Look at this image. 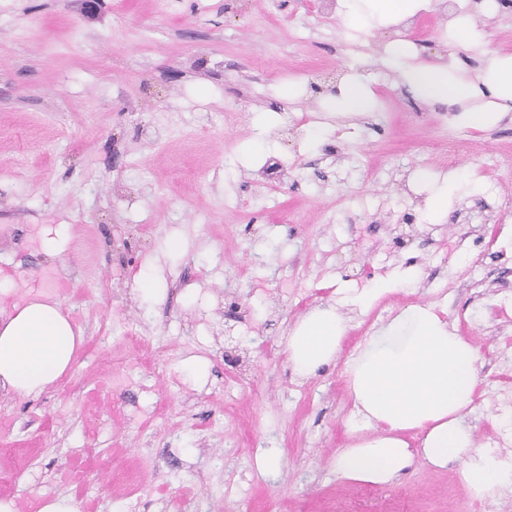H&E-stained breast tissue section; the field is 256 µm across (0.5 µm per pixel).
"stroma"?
<instances>
[{
	"mask_svg": "<svg viewBox=\"0 0 512 512\" xmlns=\"http://www.w3.org/2000/svg\"><path fill=\"white\" fill-rule=\"evenodd\" d=\"M471 21L483 41L456 48L447 10L422 13L418 61L452 54L475 73L512 51V7ZM388 38L349 35L323 0H0V275L58 299L84 336L55 386L0 396V500L171 512L194 487L197 512H512L511 490L467 497L457 464L390 486L336 467L352 441L347 362L415 305L476 349L475 445L512 453V358L506 379L487 369L512 338L488 314L512 282L493 234L512 207V112L474 128L421 101L382 63ZM354 72L371 112L336 116L331 89ZM457 138L471 145L461 184L431 223L416 176ZM47 227L59 256L41 249ZM391 278L366 313L338 300ZM330 307L347 340L302 376L285 341ZM135 363L149 390L127 383ZM106 379L108 397H91ZM84 448L110 470L69 473Z\"/></svg>",
	"mask_w": 512,
	"mask_h": 512,
	"instance_id": "1",
	"label": "stroma"
}]
</instances>
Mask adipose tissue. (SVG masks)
Returning a JSON list of instances; mask_svg holds the SVG:
<instances>
[{"label":"adipose tissue","mask_w":512,"mask_h":512,"mask_svg":"<svg viewBox=\"0 0 512 512\" xmlns=\"http://www.w3.org/2000/svg\"><path fill=\"white\" fill-rule=\"evenodd\" d=\"M433 0H338L347 30L408 25ZM387 62L403 84L426 102L459 104L469 124L482 127L512 112V53H500L467 79L457 64L416 62V45L387 44ZM0 289V393L35 398L70 369L83 332L59 301L39 290L9 301ZM348 325L328 309L308 312L286 349L294 369L312 376L340 351ZM477 352L449 330L434 308L417 306L388 318L354 353L348 377L354 441L337 455L346 478L391 485L417 462L435 468L461 464L465 491L495 497L512 487V454L475 447L467 415L478 386Z\"/></svg>","instance_id":"ef3b65f1"}]
</instances>
